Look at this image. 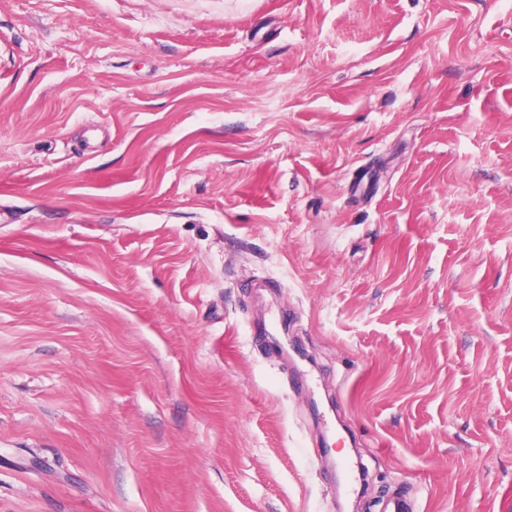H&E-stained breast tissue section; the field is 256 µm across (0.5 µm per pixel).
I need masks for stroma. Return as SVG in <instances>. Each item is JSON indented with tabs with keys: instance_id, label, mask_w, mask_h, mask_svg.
I'll use <instances>...</instances> for the list:
<instances>
[{
	"instance_id": "obj_1",
	"label": "stroma",
	"mask_w": 512,
	"mask_h": 512,
	"mask_svg": "<svg viewBox=\"0 0 512 512\" xmlns=\"http://www.w3.org/2000/svg\"><path fill=\"white\" fill-rule=\"evenodd\" d=\"M512 512V0H0V512Z\"/></svg>"
}]
</instances>
